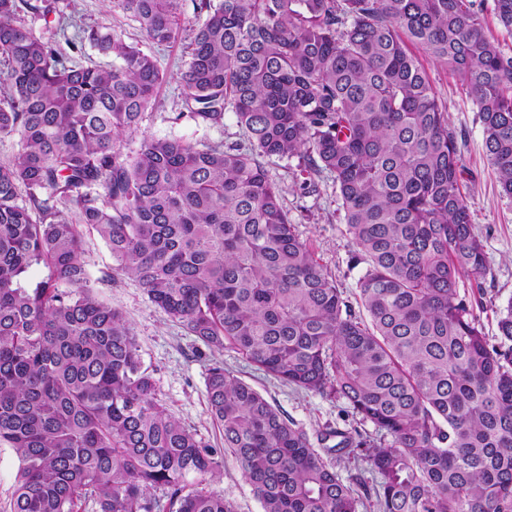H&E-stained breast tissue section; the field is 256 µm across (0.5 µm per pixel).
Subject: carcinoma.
Segmentation results:
<instances>
[{
    "label": "carcinoma",
    "instance_id": "carcinoma-1",
    "mask_svg": "<svg viewBox=\"0 0 512 512\" xmlns=\"http://www.w3.org/2000/svg\"><path fill=\"white\" fill-rule=\"evenodd\" d=\"M184 0H115L157 45ZM0 0L12 94L0 137V446L19 461L11 512H236L203 488L234 456L263 512H512V301L495 340L460 294L487 272L458 134L418 48L448 66L482 122L512 197V53L488 37L486 0H199L183 106L214 126L232 112L248 145L134 130L165 75L115 29L93 30L112 69L76 68ZM512 32V0H493ZM301 159L300 193L330 175L360 311L299 237L265 158ZM26 197L19 199L18 189ZM80 212L117 272L188 335L230 349L297 390L342 400L375 433L311 439L216 360L210 448L157 397L123 315L88 289ZM47 277L22 286L29 268ZM379 475L345 484L315 448ZM161 496H155V491Z\"/></svg>",
    "mask_w": 512,
    "mask_h": 512
}]
</instances>
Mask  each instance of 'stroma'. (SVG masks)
<instances>
[{"label": "stroma", "instance_id": "35a3bbf8", "mask_svg": "<svg viewBox=\"0 0 512 512\" xmlns=\"http://www.w3.org/2000/svg\"><path fill=\"white\" fill-rule=\"evenodd\" d=\"M29 2L36 5L38 11L26 14V21L75 65L111 68V56L101 54L88 39L90 31L103 27L124 31L127 42L138 45L157 60L166 80L138 128L123 135V152L137 149L146 137L180 138L209 145L246 144L247 139L233 114H225L219 126L199 125L182 114L180 76L188 58L192 31L203 19L202 13L195 10L193 0H186L176 41L163 46L148 40L138 24L116 8L112 0ZM423 63L438 99L447 108L451 128L463 136L461 151L468 170L472 220L487 257L478 315L487 336L493 337L498 333V310L512 300V199L502 194L489 164L476 106L445 65L428 56ZM296 165V160L275 158L269 161L267 168L282 190L283 204L301 239L309 243L321 263L335 276L350 302H357V284L364 268L351 262L352 249L346 227L339 219V202L332 180L328 174H321L318 194L301 196L294 186ZM83 234L82 261L93 293L122 313L137 338L144 367L154 376L158 398L205 443L216 448L223 445L222 432L208 412L206 392L207 370L218 359L260 391L285 416L307 430L326 426L345 430L358 427V418L344 415V402L295 390L256 370L234 351L218 353L188 336L149 301L137 281L114 270L112 255L94 230L84 229ZM208 488L224 494L234 503L237 512H262L260 502L232 456L223 457Z\"/></svg>", "mask_w": 512, "mask_h": 512}]
</instances>
